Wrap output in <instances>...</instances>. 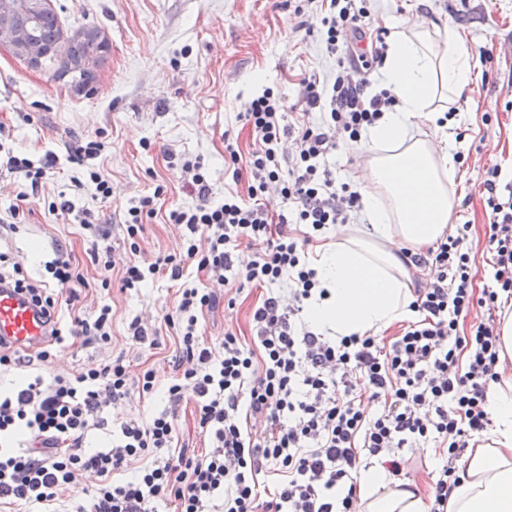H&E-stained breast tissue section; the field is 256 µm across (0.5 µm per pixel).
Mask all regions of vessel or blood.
I'll return each mask as SVG.
<instances>
[{
  "instance_id": "obj_1",
  "label": "vessel or blood",
  "mask_w": 512,
  "mask_h": 512,
  "mask_svg": "<svg viewBox=\"0 0 512 512\" xmlns=\"http://www.w3.org/2000/svg\"><path fill=\"white\" fill-rule=\"evenodd\" d=\"M49 335L50 324L39 305L13 288H0V344L28 349Z\"/></svg>"
}]
</instances>
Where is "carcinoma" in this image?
Instances as JSON below:
<instances>
[{
    "instance_id": "cac0c4a2",
    "label": "carcinoma",
    "mask_w": 512,
    "mask_h": 512,
    "mask_svg": "<svg viewBox=\"0 0 512 512\" xmlns=\"http://www.w3.org/2000/svg\"><path fill=\"white\" fill-rule=\"evenodd\" d=\"M11 23L26 41L44 49L40 64L73 74L75 86L83 90L95 83L96 69L108 51V46L99 40L98 29H84L72 37L69 56L60 59L51 52L62 33L52 8H40L22 0L19 9L11 18Z\"/></svg>"
}]
</instances>
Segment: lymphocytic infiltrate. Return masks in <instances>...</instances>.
I'll list each match as a JSON object with an SVG mask.
<instances>
[{"mask_svg":"<svg viewBox=\"0 0 512 512\" xmlns=\"http://www.w3.org/2000/svg\"><path fill=\"white\" fill-rule=\"evenodd\" d=\"M310 2L336 58L333 80L312 74L301 82L320 121L288 124L272 90L253 98L244 119L254 147L245 156L229 152L249 173L243 196L213 200L203 162H184V187L197 203L168 212L169 223L185 229L179 254L148 264L134 259L143 224L157 214L156 197L142 198L124 216L132 240L124 287L164 273L180 279L185 264L196 262L219 283L265 289L253 311L255 336L228 331L220 350L205 345L199 316L219 298L181 288L174 312L163 317L180 349L165 407L149 420L121 422L119 438L103 446L86 445L88 430L103 425L131 384L154 393V370L131 380L119 355L71 377L25 374L0 392V436L12 440L0 448V512H57L68 491L70 512H149L158 502L169 512H357L363 459L384 458L398 477L411 464L410 449L426 442L447 455L430 509L445 512L463 474L461 454L492 423L487 391L505 365L497 308L499 298L512 299V193H498L496 169L481 175L493 263L482 292L473 288L468 227L458 224L408 255L407 266L420 272L410 304L419 318L391 343L367 333L335 340L301 320L310 301L326 294L309 262L310 243L361 207L357 184L338 180L328 156L338 138L358 142L395 103L388 90L371 89L369 70L382 62L385 43L371 27L367 0ZM362 40L369 50L355 54ZM272 191L287 201V213L269 210ZM244 243L257 249L248 261L237 255ZM477 307L482 318L461 333ZM187 398L210 441L202 454L178 444L177 413ZM84 479L92 487L81 488Z\"/></svg>","mask_w":512,"mask_h":512,"instance_id":"1","label":"lymphocytic infiltrate"}]
</instances>
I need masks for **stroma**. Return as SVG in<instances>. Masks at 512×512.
<instances>
[{"label": "stroma", "mask_w": 512, "mask_h": 512, "mask_svg": "<svg viewBox=\"0 0 512 512\" xmlns=\"http://www.w3.org/2000/svg\"><path fill=\"white\" fill-rule=\"evenodd\" d=\"M298 0H51L67 33L97 27L109 50L99 65V79L90 93L77 92L70 77L54 70L32 68L0 46V149L33 162L53 155L56 162L37 199L31 200L15 226L0 227V252L17 263L27 281H46L45 261L63 247L84 285L74 291L48 286L61 312L62 326L73 318H91L102 306L112 308L113 339L86 344L81 337L53 347L39 362L45 373H75L82 367L125 353L131 375L151 368L160 382L174 374L175 350L167 330L151 351L128 345L127 327L134 318L160 323L175 308L180 285L215 289L216 284L196 265L187 264L182 281L168 277L145 287L123 289L119 274H104L101 256L74 216L84 210L110 221L107 244L115 264L130 257L129 239L121 221L129 207L163 187V210L188 208L197 199L183 186L182 164L201 159L209 173L213 195L225 191L246 194L248 174L233 178L225 161V145L241 153L253 148V136L242 115L249 101L265 89L282 97L289 122L306 109L301 81L315 73L330 79L336 61L328 57L315 12L296 15ZM374 26L411 28L452 25L466 34L471 52L487 47L493 66L480 81L465 87L456 105L462 137L456 149L464 177L453 223L469 227L468 245L477 271L475 288L487 283L492 271L485 231L489 210L480 191L484 169L498 167L499 186L512 187V0H376ZM105 146L95 159L112 183V198L101 203L86 184L83 166L71 163L68 148L78 141ZM69 202L70 212L50 214L49 202ZM139 258L180 252L183 232L166 223L162 213L146 221L137 237ZM234 307L219 303L199 318L202 339L215 347L225 331L251 336V312L263 295L261 288L225 287ZM165 406L160 396L131 389L107 411L105 424L90 430L97 445L118 438L119 425L145 418Z\"/></svg>", "instance_id": "1"}]
</instances>
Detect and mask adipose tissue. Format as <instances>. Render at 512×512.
I'll return each mask as SVG.
<instances>
[{
    "label": "adipose tissue",
    "instance_id": "1",
    "mask_svg": "<svg viewBox=\"0 0 512 512\" xmlns=\"http://www.w3.org/2000/svg\"><path fill=\"white\" fill-rule=\"evenodd\" d=\"M382 74L397 104L364 142L370 228H344L311 258L328 295L307 307L306 319L328 336L375 335L410 317L411 272L400 251L419 252L448 230L457 168L443 118L480 71L466 38L447 26L434 35L422 27L393 30ZM417 121L429 125L431 137L411 136ZM487 400L495 427L468 454L448 512H512V375L493 383ZM358 485L361 512H427L412 483L391 481L381 464L361 470Z\"/></svg>",
    "mask_w": 512,
    "mask_h": 512
}]
</instances>
